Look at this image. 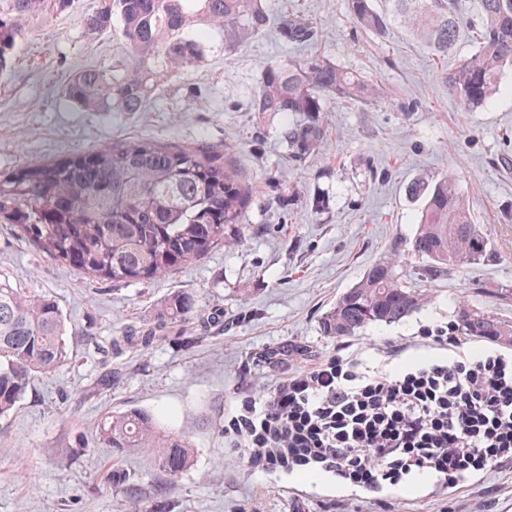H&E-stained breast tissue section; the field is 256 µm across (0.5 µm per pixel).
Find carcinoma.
<instances>
[{
  "instance_id": "1",
  "label": "carcinoma",
  "mask_w": 512,
  "mask_h": 512,
  "mask_svg": "<svg viewBox=\"0 0 512 512\" xmlns=\"http://www.w3.org/2000/svg\"><path fill=\"white\" fill-rule=\"evenodd\" d=\"M68 0H13L15 19L0 20V72L22 39L19 21L66 7ZM83 15L92 33L112 29L118 19L128 51L112 70L85 67L65 88L70 101L87 111H142L156 88L175 72L198 66L201 42L190 36L199 25L224 31V48L245 46L275 25L296 49L314 44L317 33L299 15L273 18L264 0H104ZM380 11L373 0H347L355 24L378 39L395 23L417 32L438 55L456 45L460 0H389ZM477 49L441 74L448 94L463 112L488 105L500 90L504 66L512 65V0H478ZM335 97L371 101L377 87L317 53L290 55L260 75L250 111L286 114L283 139L295 161L313 153L325 136L323 112ZM77 156L36 161L23 177L0 175V223L45 257L89 278L126 283L162 278L226 242V229L241 221L249 188L233 166L203 149L181 148L150 138H133ZM420 203L417 230L408 252L422 260L414 274L429 282L490 256L488 242L460 194L457 177L416 178L407 186ZM398 260L373 265L365 277L336 299L322 318L326 336H353L372 324L401 321L425 302L396 273ZM219 319L204 313L192 296L178 293L161 303L157 328L188 327ZM455 321L467 336L512 343V319L458 303ZM66 328L58 305L23 288L0 283V417L9 415L34 378L62 366L68 357ZM98 441L123 455L147 453L170 477L191 464L194 448L184 433L166 430L139 410L109 415Z\"/></svg>"
}]
</instances>
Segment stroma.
I'll list each match as a JSON object with an SVG mask.
<instances>
[{
	"label": "stroma",
	"instance_id": "35a3bbf8",
	"mask_svg": "<svg viewBox=\"0 0 512 512\" xmlns=\"http://www.w3.org/2000/svg\"><path fill=\"white\" fill-rule=\"evenodd\" d=\"M346 2L267 0L272 15L312 22L317 54L383 90L368 103L329 101L325 138L300 161L281 138L287 117L262 123L249 110L262 69L290 51L276 31L229 52L223 32L204 29L203 62L171 74L143 111L87 112L65 96L69 76L111 68L125 54L118 31L91 34L81 24L101 0H71L25 22L0 76L1 174L149 137L237 164L250 197L241 223L227 229L239 243L215 245L147 282L85 277L0 223V281L54 300L69 347L68 361L39 376L0 418V512H130L160 497L173 512H512V467L477 473L462 487L430 482L377 496L321 473L235 464L224 445L225 409L342 347L383 355L454 319L461 300L512 318V66L491 104L461 112L438 72L474 52L471 32L461 31L440 61L406 27L385 40L360 32ZM449 171L491 259L425 282L413 274L415 258L402 257L399 273L426 304L354 336L324 335L321 318L337 298L412 239L418 205L407 183ZM178 291L223 310V322L173 326L164 340L143 342L161 302ZM186 334L194 346L184 344ZM288 345L301 350L295 360L281 354ZM131 409L189 434L195 453L187 470L171 478L149 456L95 445L104 415ZM114 466L130 472L132 484L106 485L103 473Z\"/></svg>",
	"mask_w": 512,
	"mask_h": 512
}]
</instances>
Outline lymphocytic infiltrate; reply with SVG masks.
I'll return each instance as SVG.
<instances>
[{
    "instance_id": "lymphocytic-infiltrate-1",
    "label": "lymphocytic infiltrate",
    "mask_w": 512,
    "mask_h": 512,
    "mask_svg": "<svg viewBox=\"0 0 512 512\" xmlns=\"http://www.w3.org/2000/svg\"><path fill=\"white\" fill-rule=\"evenodd\" d=\"M449 322L425 329L402 361L332 355L273 391L245 396L224 426L228 445L268 470L311 467L378 494L428 477L451 487L512 466V357L467 353Z\"/></svg>"
}]
</instances>
